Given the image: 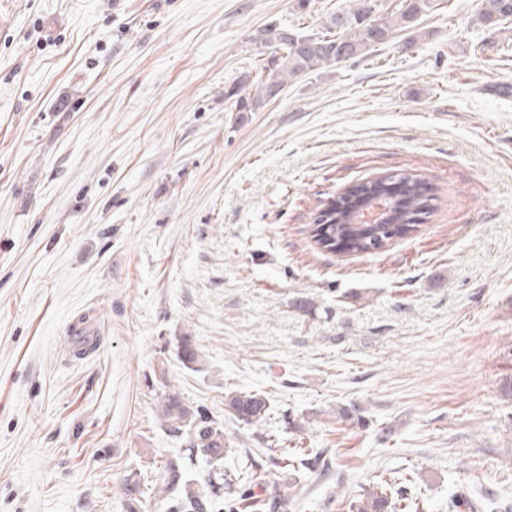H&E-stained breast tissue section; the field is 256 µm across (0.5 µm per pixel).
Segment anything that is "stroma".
<instances>
[{
	"instance_id": "stroma-1",
	"label": "stroma",
	"mask_w": 512,
	"mask_h": 512,
	"mask_svg": "<svg viewBox=\"0 0 512 512\" xmlns=\"http://www.w3.org/2000/svg\"><path fill=\"white\" fill-rule=\"evenodd\" d=\"M348 4L0 0V512H166L161 464L210 470L161 426L170 391L278 512H349L406 472L407 512L512 504V40L480 0H434L425 37L255 112L225 95L274 55L259 30ZM395 171L434 186L425 224L315 245L320 211ZM84 316L99 348L72 358ZM231 390L272 422L235 419ZM224 404L234 417L245 424L255 425L269 416V404L258 393L230 391L224 396Z\"/></svg>"
}]
</instances>
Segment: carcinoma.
<instances>
[{
  "mask_svg": "<svg viewBox=\"0 0 512 512\" xmlns=\"http://www.w3.org/2000/svg\"><path fill=\"white\" fill-rule=\"evenodd\" d=\"M353 6L326 17L323 31L305 35L290 31L291 38L282 39L285 29L271 26L260 32L255 41L272 45L280 54L272 56L266 75L253 86V93H242L234 86L226 92L235 99V109L252 112L271 98V87H284L288 82L320 69L331 70L342 64L339 50L348 59L362 58L373 47L383 44L402 31L420 25L423 16L433 8L432 0H399L385 14L377 13L376 0H351ZM512 17V0H481L476 21L481 26L494 27ZM322 44L321 49L306 53L301 44L307 41ZM433 187L422 177L401 173L384 176L349 187L339 197V206L315 218L310 234L321 248L342 253H369L375 246H385L390 240L416 229L433 208ZM178 357L192 370L198 364V353L191 337H179ZM224 404L232 415L245 424L255 425L269 416V404L258 393L231 391ZM161 422L170 433L182 438L190 454L209 463H222L229 454L224 441V429L206 415L185 405L176 392L162 401ZM162 492L169 494L167 512H212L214 501L222 495L233 501L229 512L243 506L258 512L262 500L253 492H242L245 484L258 481L257 473L250 477L242 471L228 468L223 482L212 477H196L178 462L168 461L161 471ZM390 506L387 497L369 490L350 503L351 512H385Z\"/></svg>",
  "mask_w": 512,
  "mask_h": 512,
  "instance_id": "obj_1",
  "label": "carcinoma"
}]
</instances>
